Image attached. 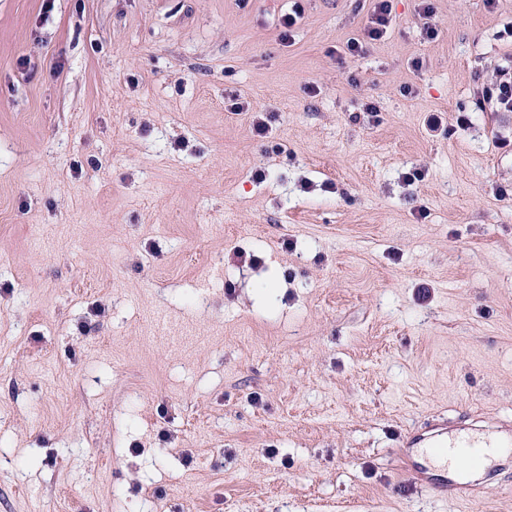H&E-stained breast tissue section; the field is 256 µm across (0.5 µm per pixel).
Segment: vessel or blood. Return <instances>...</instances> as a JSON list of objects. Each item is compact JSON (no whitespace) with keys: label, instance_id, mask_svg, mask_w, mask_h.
Here are the masks:
<instances>
[{"label":"vessel or blood","instance_id":"1","mask_svg":"<svg viewBox=\"0 0 512 512\" xmlns=\"http://www.w3.org/2000/svg\"><path fill=\"white\" fill-rule=\"evenodd\" d=\"M397 462L433 493L447 496L461 489L459 462L481 466L512 454V435L473 420L463 424L437 416L404 437Z\"/></svg>","mask_w":512,"mask_h":512}]
</instances>
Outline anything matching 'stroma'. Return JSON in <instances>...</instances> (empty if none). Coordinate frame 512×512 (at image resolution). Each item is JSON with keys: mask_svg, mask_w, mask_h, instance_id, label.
Masks as SVG:
<instances>
[{"mask_svg": "<svg viewBox=\"0 0 512 512\" xmlns=\"http://www.w3.org/2000/svg\"><path fill=\"white\" fill-rule=\"evenodd\" d=\"M431 4L0 0V512H512L396 462L512 425V0ZM364 29V37L369 40H378L384 36L390 23L389 0H376ZM495 80L481 90L483 103L495 112H512V65L497 64L493 68Z\"/></svg>", "mask_w": 512, "mask_h": 512, "instance_id": "stroma-1", "label": "stroma"}]
</instances>
